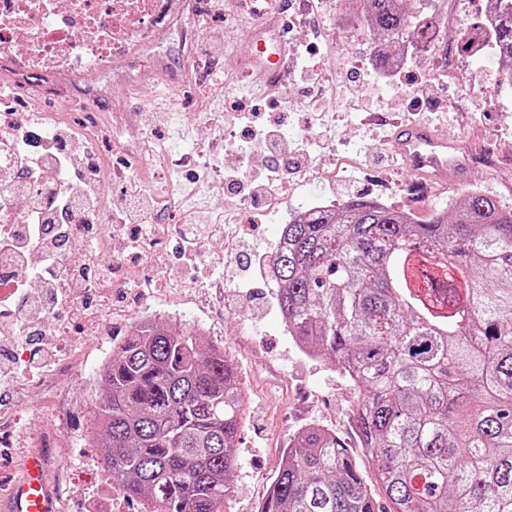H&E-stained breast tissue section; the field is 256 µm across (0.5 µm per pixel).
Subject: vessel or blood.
Wrapping results in <instances>:
<instances>
[{
	"label": "vessel or blood",
	"instance_id": "obj_1",
	"mask_svg": "<svg viewBox=\"0 0 512 512\" xmlns=\"http://www.w3.org/2000/svg\"><path fill=\"white\" fill-rule=\"evenodd\" d=\"M253 39L260 48L249 57L247 72L253 85L273 90L289 71L288 44L273 22L256 30ZM390 145L410 174L420 178L444 172L449 180L460 181L473 163L471 152L460 138L442 135L424 122L398 125ZM1 488L6 498L0 503V512H58L57 497L41 457H30L19 478L0 479Z\"/></svg>",
	"mask_w": 512,
	"mask_h": 512
}]
</instances>
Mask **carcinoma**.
Masks as SVG:
<instances>
[{"mask_svg": "<svg viewBox=\"0 0 512 512\" xmlns=\"http://www.w3.org/2000/svg\"><path fill=\"white\" fill-rule=\"evenodd\" d=\"M397 48L433 18L356 0ZM489 49L512 85V0ZM280 314L306 354L360 394L353 426L389 512H512V207L480 190L424 224L355 196L285 225L272 260ZM95 416L112 487L152 512H221L244 413L224 350L183 323L141 320L104 368ZM258 512H376L336 434L291 439Z\"/></svg>", "mask_w": 512, "mask_h": 512, "instance_id": "obj_1", "label": "carcinoma"}]
</instances>
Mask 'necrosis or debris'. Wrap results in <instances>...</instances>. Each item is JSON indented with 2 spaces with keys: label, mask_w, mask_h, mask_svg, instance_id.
I'll use <instances>...</instances> for the list:
<instances>
[{
  "label": "necrosis or debris",
  "mask_w": 512,
  "mask_h": 512,
  "mask_svg": "<svg viewBox=\"0 0 512 512\" xmlns=\"http://www.w3.org/2000/svg\"><path fill=\"white\" fill-rule=\"evenodd\" d=\"M189 13L188 0H0V66L22 78L101 71L135 45L153 44L161 32L193 40V29L184 23ZM13 134L0 113L1 224L14 223L53 191L26 172L22 154L8 145ZM51 221L71 237L85 228L102 232L99 193L87 191L73 209L52 211Z\"/></svg>",
  "instance_id": "1"
}]
</instances>
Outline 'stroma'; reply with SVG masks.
I'll use <instances>...</instances> for the list:
<instances>
[{
  "mask_svg": "<svg viewBox=\"0 0 512 512\" xmlns=\"http://www.w3.org/2000/svg\"><path fill=\"white\" fill-rule=\"evenodd\" d=\"M237 2V9L217 18L209 0H196L199 28L192 46L166 39L155 49H135L102 75H62L52 91L37 77L21 98L0 77V102L14 109L28 103L33 111L53 112L70 99L69 126L81 146L86 132H93L100 169L106 173L114 164L131 163L139 186L167 202L153 211L154 223L162 227L154 248L157 262L133 261L126 287L92 301L89 316L60 314L55 325L61 359L16 403L14 424L0 434L2 468L20 471L27 456L43 453L60 512H150L146 500L112 489L88 438L100 399L92 382L142 309L164 324L205 326L207 340L223 347L237 368L247 407L224 512H257L289 439L312 425L336 432L367 482H374L352 423L356 390L335 363L294 346L262 266H255L247 295L238 296L232 244L246 238L258 258H272L282 230L280 210L306 208L321 197L342 203L362 195L412 210L422 221L474 189L512 205V87L502 85L489 50L473 54L460 48V37L480 19L484 0H410L413 15L436 14L443 32L427 47L410 46L395 79L375 73L379 41L366 28L345 23V0H294L282 15L290 23L294 66L265 96L250 90L242 62L254 50L251 35L266 2ZM201 60L217 61L218 68L198 83L191 67ZM315 73L335 86L316 113L305 102L307 81ZM254 108L287 127L280 156L301 148L310 152L300 172L282 171L284 188L274 208L254 207L246 196L230 199L221 173L236 167L239 158L222 150V143L245 146L260 169L271 159L246 129L218 127L209 119L213 113ZM394 110L401 121H425L483 143L500 155L498 166L472 170L469 180L457 185L417 186L403 163L375 160L394 128L367 117ZM197 210L224 227L222 240L198 259L205 275L223 277L220 288L171 280L181 234Z\"/></svg>",
  "mask_w": 512,
  "mask_h": 512,
  "instance_id": "35a3bbf8",
  "label": "stroma"
}]
</instances>
